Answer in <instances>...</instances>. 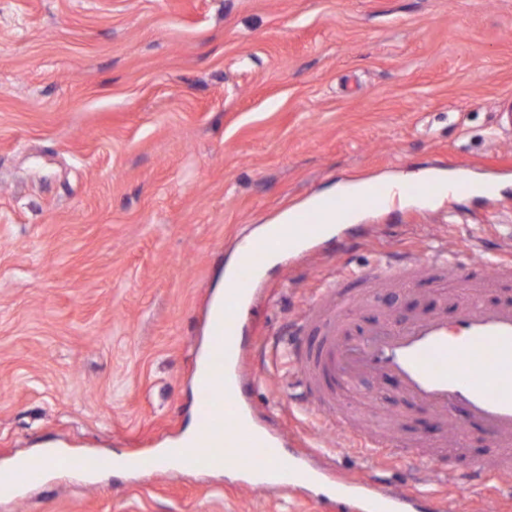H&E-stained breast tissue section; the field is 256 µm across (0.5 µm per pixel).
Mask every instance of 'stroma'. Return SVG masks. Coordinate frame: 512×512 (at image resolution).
Here are the masks:
<instances>
[{"instance_id":"obj_1","label":"stroma","mask_w":512,"mask_h":512,"mask_svg":"<svg viewBox=\"0 0 512 512\" xmlns=\"http://www.w3.org/2000/svg\"><path fill=\"white\" fill-rule=\"evenodd\" d=\"M512 0H0V468L52 442L69 466L0 512H323L312 493L221 473L103 470L199 415L196 356L225 266L261 226L344 179L434 171L492 178L493 202L448 196L359 210L349 266L446 246L482 262L512 232ZM324 242L274 263L250 315L249 397L342 473L360 456L288 398V320L331 275ZM433 281L380 293L435 310ZM380 392L402 437L435 419ZM449 512H512V477Z\"/></svg>"}]
</instances>
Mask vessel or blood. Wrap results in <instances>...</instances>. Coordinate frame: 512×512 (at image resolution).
Returning a JSON list of instances; mask_svg holds the SVG:
<instances>
[{
	"mask_svg": "<svg viewBox=\"0 0 512 512\" xmlns=\"http://www.w3.org/2000/svg\"><path fill=\"white\" fill-rule=\"evenodd\" d=\"M455 194L492 200L487 185L462 177L411 181L396 187L376 183L367 197L344 188L320 196L282 230L280 251L292 254L321 239L328 222L348 223L362 207L386 206L389 197L427 199ZM263 244L240 250L226 280L230 306L210 321V338L197 383L201 417L192 435L174 440L167 460L132 456V468L191 471L207 468L237 477L239 484L292 492L320 488L319 502L334 512H439L436 495L418 486L433 477L461 491L492 482L497 471L512 469V302L483 301L480 291L512 281V255L486 264L449 260L447 251L405 252L365 271L337 266L308 305L288 323V355L300 380L301 402L329 429L342 433L361 451L367 475L355 477L319 464L312 450L287 457L285 435L257 421L245 393L249 342L244 308L271 265ZM452 272L459 301L456 313L440 308L406 319L384 317L360 328L356 322L379 288H413L428 271ZM390 379L412 405L443 426L465 429L479 424L497 456L476 460L467 469L457 461L463 440L441 436L435 449L407 444L395 428L359 426L353 411L364 401L361 378ZM410 465L413 489H401L381 474L380 461Z\"/></svg>",
	"mask_w": 512,
	"mask_h": 512,
	"instance_id": "b4317fda",
	"label": "vessel or blood"
}]
</instances>
